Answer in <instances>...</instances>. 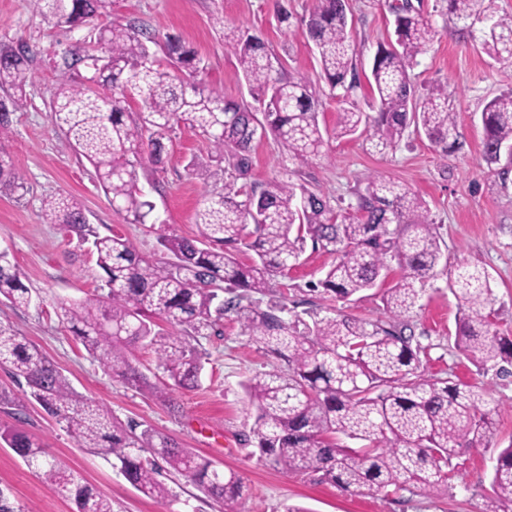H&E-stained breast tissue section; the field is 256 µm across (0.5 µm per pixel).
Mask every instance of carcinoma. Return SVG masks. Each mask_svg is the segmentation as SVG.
Here are the masks:
<instances>
[{
  "mask_svg": "<svg viewBox=\"0 0 512 512\" xmlns=\"http://www.w3.org/2000/svg\"><path fill=\"white\" fill-rule=\"evenodd\" d=\"M36 11L59 28L94 24L112 11V0H33ZM495 0H448V19L480 33L482 48L512 67V15L498 14ZM395 40L378 46L370 90L371 115L349 100L360 83L345 0H314L305 36L318 54L320 79L312 82L269 65L273 54L248 29L224 35L257 106L228 101L222 91L189 83L182 74L203 69L197 51L168 36L165 58L147 46L154 36L132 24L92 29L93 46L65 61L84 67L80 83L61 80L50 103L55 127L85 158L112 206L137 224L153 205L138 186L137 168L164 163L166 134L180 124L206 137L214 149V175L224 188L196 209L194 238L160 237L163 257L140 254L128 240L101 236L87 222L80 201L52 196L42 217L92 245L103 271L101 293L80 303L61 302L59 317L104 370L137 388L147 379L128 357L130 347L153 349L173 386H199L202 332L232 313L259 351L288 363V371L258 373L243 383L254 409L250 428L256 448L285 472L321 474L342 490L401 496L419 489L448 493V468L461 454L489 446L494 433L486 389L477 383L422 379L425 348L414 342L411 318L420 308L417 284L437 276L441 239L425 203L390 178H372L347 211L302 183L299 168L320 152L327 129L318 112L324 99L339 105L336 135L363 131L382 154L401 147L405 131L421 130L445 150L461 147L448 89L420 92L411 78L432 25L409 0L391 6ZM34 55L30 46L0 47V139L11 114L28 103ZM482 154L498 174L512 170V91L492 98L482 111ZM295 161L288 178L257 191L247 186L252 143L259 130ZM26 190L23 175L0 155V191ZM335 255L310 291L348 299L382 283L388 320L344 315L310 322L288 315L280 300L261 307L253 295L268 292L272 277L296 262L306 240ZM254 252L250 264L236 258ZM18 264L0 252V298L15 307L32 303ZM448 288L459 303L455 347L478 370L499 374L512 367V336L495 323L490 277L460 262ZM228 297H223V294ZM162 319L178 333L156 328ZM25 380L33 400L76 440L112 458V466L143 496L168 507L175 495L160 480L164 462L188 478L222 512H245L244 477L217 471L215 463L151 428H126L98 402L77 394L54 363L11 326L0 324V366ZM349 440L363 442L359 448ZM0 444L11 448L51 490L73 500L75 512H112L111 500L61 465L39 441L14 425L0 424ZM483 512H512V444L502 449Z\"/></svg>",
  "mask_w": 512,
  "mask_h": 512,
  "instance_id": "obj_1",
  "label": "carcinoma"
}]
</instances>
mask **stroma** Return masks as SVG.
I'll use <instances>...</instances> for the list:
<instances>
[{"label": "stroma", "instance_id": "obj_1", "mask_svg": "<svg viewBox=\"0 0 512 512\" xmlns=\"http://www.w3.org/2000/svg\"><path fill=\"white\" fill-rule=\"evenodd\" d=\"M391 3L348 0L360 77L369 76L378 44L394 37ZM419 5L433 26V38L412 71L413 80L421 90L447 86L463 148L444 152L425 135L410 130L396 153L379 155L363 134L334 136L337 104L328 99L319 116L321 126L330 132L321 155L299 168L281 154L272 137L256 140L250 152L249 181L260 188L296 168L310 190L346 205L355 203L357 190L377 175L400 182L425 201L445 258L452 263L464 259L488 271L497 326L512 332V173L503 179L488 171L482 158L481 123L485 104L512 90V68L498 64L477 41L460 35L448 21L446 0H419ZM312 6L313 0H113L111 19L134 23L160 39L179 36L204 62L199 81L223 90L227 99L247 102L250 90L236 57L224 47L225 33L250 29L269 43L293 76L314 81L320 74L315 48L302 34ZM281 8L290 15L288 23L276 19ZM88 34L85 27L73 31L55 27L34 10L30 0H0V44L23 41L35 52L33 81L26 88L28 106L14 115L9 137L0 141V153L8 156L27 185L26 191L0 194V251L19 265L33 301L19 308L0 301V323L11 325L41 349L79 395L106 406L116 422L153 427L218 466L240 471L246 479L247 512H285L291 505L308 512H482L496 451L512 442V375L480 373L456 350L459 306L445 276L427 282L422 308L413 318L415 337L425 349L419 373L426 379L450 377L482 384L495 431L490 448L455 459L448 479L451 490L438 497L419 491L401 498L346 492L310 475L284 473L255 455L242 384L256 373L285 369L286 363L258 352L233 315H226L219 326L198 339L203 363L200 387L170 391L165 400L154 393L168 378L153 350L131 349L134 364L149 380L148 386L133 388L105 371L72 335L58 316V304L93 297L103 272L90 244L79 242L61 225L44 223L45 198L75 196L100 235L122 236L140 253L152 255L159 251L161 235L196 236V209L223 186L222 181L191 174L190 165H210L212 147L191 128L179 125L169 133L166 163L158 168L148 165L139 172V185L155 206L148 222L128 223L124 213L112 206L92 166L74 153L49 112L61 75L67 72L74 80L83 78L84 69L66 70L64 61ZM332 261V254L305 245L288 274L272 280L274 294L294 301L298 314L385 319L381 288L347 301L309 292V284L318 281ZM0 422L18 423L109 498L113 512H158L157 503L137 492L96 449L77 447L38 404L27 403L17 418L9 408L0 407ZM1 486L9 489L12 502L24 512H73L75 508L72 500L45 487L10 448L0 446Z\"/></svg>", "mask_w": 512, "mask_h": 512}]
</instances>
